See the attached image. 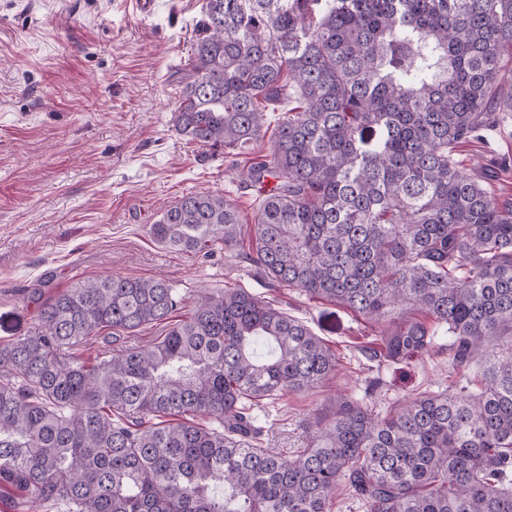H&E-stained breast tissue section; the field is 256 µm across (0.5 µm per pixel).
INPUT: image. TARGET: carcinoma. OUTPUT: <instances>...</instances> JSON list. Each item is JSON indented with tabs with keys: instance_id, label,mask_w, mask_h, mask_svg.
Returning <instances> with one entry per match:
<instances>
[{
	"instance_id": "carcinoma-1",
	"label": "carcinoma",
	"mask_w": 512,
	"mask_h": 512,
	"mask_svg": "<svg viewBox=\"0 0 512 512\" xmlns=\"http://www.w3.org/2000/svg\"><path fill=\"white\" fill-rule=\"evenodd\" d=\"M288 101L271 152L239 174L259 205L244 258L383 326V356L467 364L501 347L476 391L392 415L349 395L287 458L255 409L316 387L335 353L242 288L201 293L111 275L35 292L36 323L0 345V496L66 512H512V201L456 148L512 112V0H206L173 112L203 153L236 156ZM150 233L174 253L239 255L222 195L190 193ZM422 314L431 323L415 317ZM161 341L89 362L104 330ZM195 417L208 419L199 425Z\"/></svg>"
}]
</instances>
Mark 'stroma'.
<instances>
[{"label": "stroma", "mask_w": 512, "mask_h": 512, "mask_svg": "<svg viewBox=\"0 0 512 512\" xmlns=\"http://www.w3.org/2000/svg\"><path fill=\"white\" fill-rule=\"evenodd\" d=\"M204 3L158 0L142 17L128 0H0V344L34 325L32 291L88 278L167 280L182 317L200 289H247L306 324L338 359L318 388L287 392L259 415L266 447L289 457L308 447L309 423L330 413L338 393L384 415L422 393L479 388L483 359L453 365L447 336L424 355L387 361L376 354L377 325L352 311L273 284L222 250L175 254L154 241L152 224L189 193L224 195L252 221L254 197L239 190L237 169L270 146L211 157L173 125ZM460 158L490 170L495 192L512 199V115ZM164 331L120 340L105 331L81 353L144 349Z\"/></svg>", "instance_id": "1"}]
</instances>
